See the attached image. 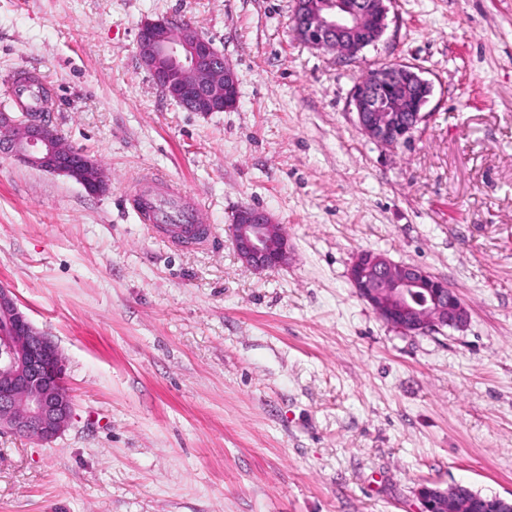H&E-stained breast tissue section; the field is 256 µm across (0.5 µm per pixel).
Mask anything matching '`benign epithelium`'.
<instances>
[{
    "label": "benign epithelium",
    "instance_id": "benign-epithelium-1",
    "mask_svg": "<svg viewBox=\"0 0 512 512\" xmlns=\"http://www.w3.org/2000/svg\"><path fill=\"white\" fill-rule=\"evenodd\" d=\"M391 0H295L291 18L296 36L312 48L351 61L380 40L388 23ZM141 64L154 83L193 112H222L238 102L240 79L224 63L212 40L192 26L180 27L169 17L144 20L137 40ZM408 65L386 63L367 72L353 87V105L361 131L370 139L396 146L407 142L425 121L432 93L420 77L423 92L407 89L402 74ZM0 153L29 167L67 176L90 195L105 190L99 164L85 153L67 150L41 115L0 111ZM242 263L255 271L288 264V239L266 210L239 208L228 225ZM357 295L388 325L406 333L435 328L461 329L468 310L448 282L425 269L400 263L385 254L359 253L348 270ZM64 363L56 343L20 309L13 291L0 283V430L48 443L69 426L72 403L63 391ZM423 485L421 512H466L460 490Z\"/></svg>",
    "mask_w": 512,
    "mask_h": 512
}]
</instances>
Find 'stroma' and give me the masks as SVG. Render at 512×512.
I'll list each match as a JSON object with an SVG mask.
<instances>
[{
    "instance_id": "obj_1",
    "label": "stroma",
    "mask_w": 512,
    "mask_h": 512,
    "mask_svg": "<svg viewBox=\"0 0 512 512\" xmlns=\"http://www.w3.org/2000/svg\"><path fill=\"white\" fill-rule=\"evenodd\" d=\"M294 0H0V86L24 70L108 188L0 155V283L60 348L49 444L0 431V512H420L422 485L512 498V0H392L358 60L293 34ZM189 21L240 77L189 112L141 65L142 21ZM433 84L409 144L368 139L361 75ZM193 193L213 240L174 249L125 205ZM270 212L261 273L226 231ZM373 251L440 277L461 331L405 334L351 287ZM228 232L242 263L255 271L288 264V239L280 224L266 210L240 207Z\"/></svg>"
}]
</instances>
